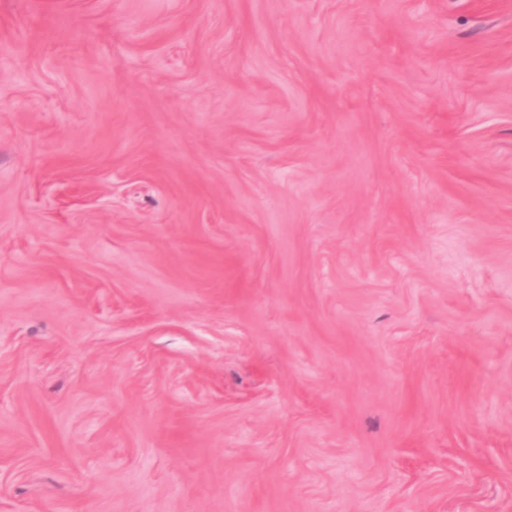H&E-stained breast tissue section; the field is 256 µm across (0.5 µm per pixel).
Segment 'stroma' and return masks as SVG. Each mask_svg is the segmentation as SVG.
<instances>
[{"label":"stroma","mask_w":512,"mask_h":512,"mask_svg":"<svg viewBox=\"0 0 512 512\" xmlns=\"http://www.w3.org/2000/svg\"><path fill=\"white\" fill-rule=\"evenodd\" d=\"M0 512H512V0H0Z\"/></svg>","instance_id":"obj_1"}]
</instances>
